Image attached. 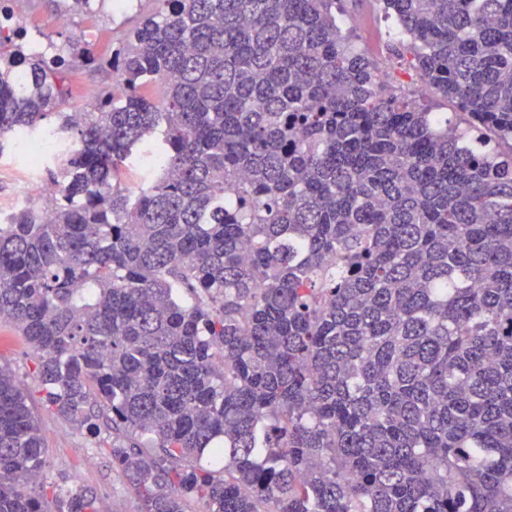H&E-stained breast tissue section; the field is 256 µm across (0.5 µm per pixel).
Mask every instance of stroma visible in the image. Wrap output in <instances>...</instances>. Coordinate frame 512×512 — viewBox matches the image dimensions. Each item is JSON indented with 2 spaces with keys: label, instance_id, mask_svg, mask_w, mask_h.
<instances>
[{
  "label": "stroma",
  "instance_id": "35a3bbf8",
  "mask_svg": "<svg viewBox=\"0 0 512 512\" xmlns=\"http://www.w3.org/2000/svg\"><path fill=\"white\" fill-rule=\"evenodd\" d=\"M151 0H130L126 12H115L105 6L93 14L71 17L67 26L53 23L59 14L58 0H30L26 27L29 34L41 35L43 43L62 45L69 39L83 35L90 37L97 54L107 58L119 38L135 22L137 16L149 12ZM344 29L350 30L358 48L382 72L390 85L409 98L415 99L428 111L447 115L463 122L455 103L428 90L427 84L409 60L393 57L390 43L398 39V28L387 18L379 0H342ZM47 180L46 169L29 171L12 152L0 156V209L13 213L16 199L29 178ZM0 364L8 365L24 384L41 429L47 461L43 479V493L47 500L64 495L79 487L97 498L99 512H139V500L127 481L112 468L111 433L90 437L83 429L56 415L43 401V392L32 375L33 353L23 336L9 325H0Z\"/></svg>",
  "mask_w": 512,
  "mask_h": 512
}]
</instances>
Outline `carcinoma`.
Returning <instances> with one entry per match:
<instances>
[{
	"label": "carcinoma",
	"mask_w": 512,
	"mask_h": 512,
	"mask_svg": "<svg viewBox=\"0 0 512 512\" xmlns=\"http://www.w3.org/2000/svg\"><path fill=\"white\" fill-rule=\"evenodd\" d=\"M379 2L473 143L336 0H153L107 59L0 26V152L79 143L0 224V323L140 512H512V0ZM76 56L114 83L68 112ZM45 456L0 365V512H49ZM341 9L345 11L343 29L352 32L358 48L373 60L386 82L415 99L429 112L447 115L458 122L460 128H467V121L458 113L455 103L435 95L412 67L411 55L401 60L389 53V44L399 37L398 28L392 18L385 17L377 0H343Z\"/></svg>",
	"instance_id": "cac0c4a2"
}]
</instances>
